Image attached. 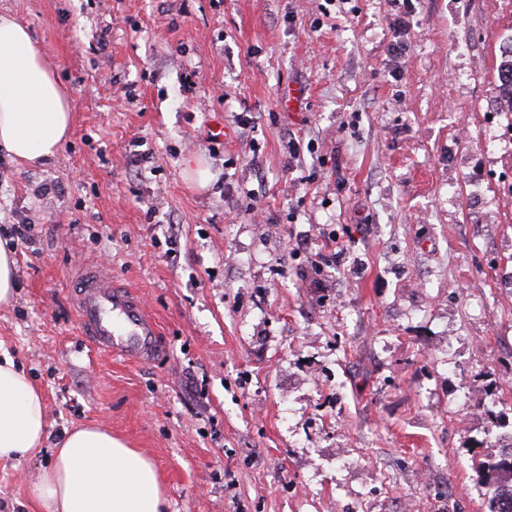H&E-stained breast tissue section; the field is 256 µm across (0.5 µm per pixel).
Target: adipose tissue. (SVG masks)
Masks as SVG:
<instances>
[{
  "mask_svg": "<svg viewBox=\"0 0 512 512\" xmlns=\"http://www.w3.org/2000/svg\"><path fill=\"white\" fill-rule=\"evenodd\" d=\"M73 114L64 85L29 30L0 13V150L23 166L54 158ZM48 435L41 391L0 350V466L38 455ZM42 512H165L161 475L142 451L100 425L65 431L33 487Z\"/></svg>",
  "mask_w": 512,
  "mask_h": 512,
  "instance_id": "1",
  "label": "adipose tissue"
}]
</instances>
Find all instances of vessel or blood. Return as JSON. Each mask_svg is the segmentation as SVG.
Instances as JSON below:
<instances>
[{"label":"vessel or blood","mask_w":512,"mask_h":512,"mask_svg":"<svg viewBox=\"0 0 512 512\" xmlns=\"http://www.w3.org/2000/svg\"><path fill=\"white\" fill-rule=\"evenodd\" d=\"M81 336L98 352L141 363L158 360L160 329L139 297L97 266H84L75 288Z\"/></svg>","instance_id":"vessel-or-blood-1"}]
</instances>
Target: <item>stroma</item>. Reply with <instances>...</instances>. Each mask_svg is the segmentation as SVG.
Returning <instances> with one entry per match:
<instances>
[{"label":"stroma","mask_w":512,"mask_h":512,"mask_svg":"<svg viewBox=\"0 0 512 512\" xmlns=\"http://www.w3.org/2000/svg\"><path fill=\"white\" fill-rule=\"evenodd\" d=\"M0 12L74 114L44 165L0 151L18 283L0 343L49 423L0 468V512H36L41 468L86 424L154 460L166 512H487L471 461L512 437V0ZM86 263L159 320L160 362L90 355Z\"/></svg>","instance_id":"35a3bbf8"}]
</instances>
